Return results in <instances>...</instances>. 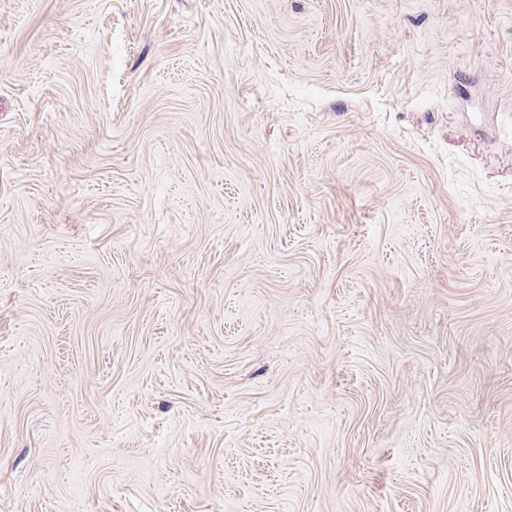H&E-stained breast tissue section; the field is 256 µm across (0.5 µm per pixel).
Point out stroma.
I'll use <instances>...</instances> for the list:
<instances>
[{
  "instance_id": "stroma-1",
  "label": "stroma",
  "mask_w": 512,
  "mask_h": 512,
  "mask_svg": "<svg viewBox=\"0 0 512 512\" xmlns=\"http://www.w3.org/2000/svg\"><path fill=\"white\" fill-rule=\"evenodd\" d=\"M0 512H512V0H0Z\"/></svg>"
}]
</instances>
